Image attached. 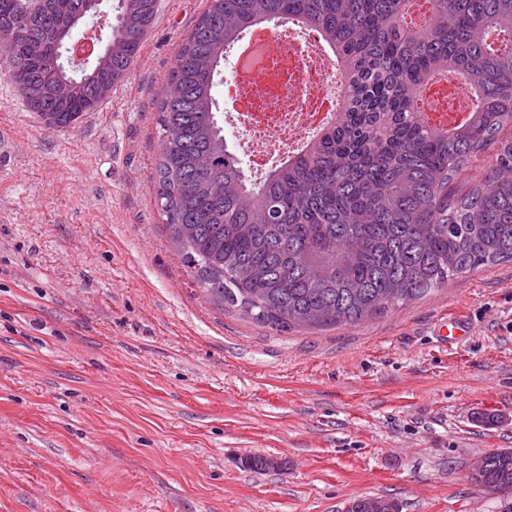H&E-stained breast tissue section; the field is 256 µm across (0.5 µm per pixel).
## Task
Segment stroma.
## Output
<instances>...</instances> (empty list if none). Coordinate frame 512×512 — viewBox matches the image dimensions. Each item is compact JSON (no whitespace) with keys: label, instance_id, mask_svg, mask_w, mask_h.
I'll return each instance as SVG.
<instances>
[{"label":"stroma","instance_id":"obj_1","mask_svg":"<svg viewBox=\"0 0 512 512\" xmlns=\"http://www.w3.org/2000/svg\"><path fill=\"white\" fill-rule=\"evenodd\" d=\"M206 6L157 0L126 80L64 130L0 59V512H512L468 479L512 448L511 263L288 332L215 305L182 265L154 104ZM347 512H400V505L393 499L363 497L349 503Z\"/></svg>","mask_w":512,"mask_h":512}]
</instances>
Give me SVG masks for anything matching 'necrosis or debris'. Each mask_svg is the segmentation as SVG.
<instances>
[{"instance_id": "necrosis-or-debris-1", "label": "necrosis or debris", "mask_w": 512, "mask_h": 512, "mask_svg": "<svg viewBox=\"0 0 512 512\" xmlns=\"http://www.w3.org/2000/svg\"><path fill=\"white\" fill-rule=\"evenodd\" d=\"M260 63L237 65L225 93L238 105L237 118L248 120L253 139L245 153L253 170H263L272 150L300 149L312 132L332 121L343 100V73L317 33L298 38L285 28H262ZM423 96L430 112L463 114L470 93L455 79L431 85Z\"/></svg>"}]
</instances>
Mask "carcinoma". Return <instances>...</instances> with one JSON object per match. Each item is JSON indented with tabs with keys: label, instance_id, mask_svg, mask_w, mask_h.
I'll use <instances>...</instances> for the list:
<instances>
[{
	"label": "carcinoma",
	"instance_id": "obj_1",
	"mask_svg": "<svg viewBox=\"0 0 512 512\" xmlns=\"http://www.w3.org/2000/svg\"><path fill=\"white\" fill-rule=\"evenodd\" d=\"M0 0V27L21 3ZM156 103V196L197 287L276 331L357 324L421 299L477 268L512 262V0H207ZM157 0H119L112 58L65 101L42 93L59 75L60 10L36 12L10 47L6 75L50 129L100 102L92 84L123 82ZM296 22L318 33L347 75L346 104L306 145L250 182L229 151L216 88L224 56L250 29ZM448 72L478 106L437 121L419 91ZM494 147L492 163L481 165ZM481 170L456 200L448 184ZM471 482L512 489V449L483 456ZM347 512H400L357 498Z\"/></svg>",
	"mask_w": 512,
	"mask_h": 512
}]
</instances>
